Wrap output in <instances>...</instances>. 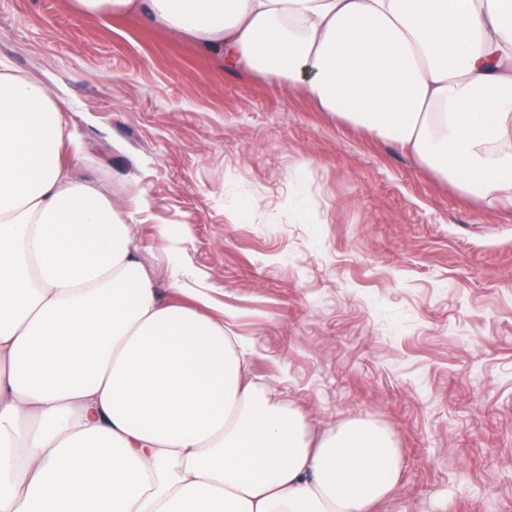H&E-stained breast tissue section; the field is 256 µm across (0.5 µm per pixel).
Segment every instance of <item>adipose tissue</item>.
<instances>
[{"label":"adipose tissue","mask_w":512,"mask_h":512,"mask_svg":"<svg viewBox=\"0 0 512 512\" xmlns=\"http://www.w3.org/2000/svg\"><path fill=\"white\" fill-rule=\"evenodd\" d=\"M301 88L473 200L512 205V0H77ZM44 84L0 70V512H375L405 463L315 435L208 313L163 302Z\"/></svg>","instance_id":"adipose-tissue-1"}]
</instances>
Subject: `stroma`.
Wrapping results in <instances>:
<instances>
[{"label":"stroma","mask_w":512,"mask_h":512,"mask_svg":"<svg viewBox=\"0 0 512 512\" xmlns=\"http://www.w3.org/2000/svg\"><path fill=\"white\" fill-rule=\"evenodd\" d=\"M0 65L52 90L161 298L175 265L211 289L316 433H392L381 512H512V208L136 13L0 0Z\"/></svg>","instance_id":"stroma-1"}]
</instances>
